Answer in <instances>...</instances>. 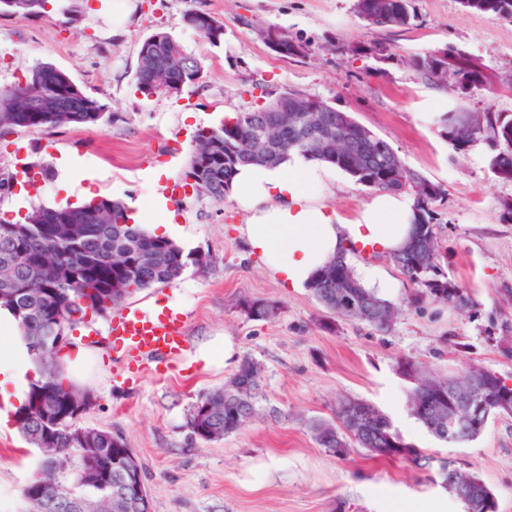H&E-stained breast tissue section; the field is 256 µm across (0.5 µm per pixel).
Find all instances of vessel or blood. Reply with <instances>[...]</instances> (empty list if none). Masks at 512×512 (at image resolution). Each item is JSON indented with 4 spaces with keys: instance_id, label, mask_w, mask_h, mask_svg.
<instances>
[{
    "instance_id": "1",
    "label": "vessel or blood",
    "mask_w": 512,
    "mask_h": 512,
    "mask_svg": "<svg viewBox=\"0 0 512 512\" xmlns=\"http://www.w3.org/2000/svg\"><path fill=\"white\" fill-rule=\"evenodd\" d=\"M185 322V314L171 308L158 312L124 309L109 325L112 354L138 366L151 359H174L187 345Z\"/></svg>"
}]
</instances>
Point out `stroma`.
Segmentation results:
<instances>
[{"label":"stroma","instance_id":"35a3bbf8","mask_svg":"<svg viewBox=\"0 0 512 512\" xmlns=\"http://www.w3.org/2000/svg\"><path fill=\"white\" fill-rule=\"evenodd\" d=\"M416 26H367L354 0H126L122 22L114 0H56L36 15L0 13V89L14 87L40 63L69 75L104 107L96 126L25 128L0 140V178L27 165L49 169L32 195L54 206L79 203L84 188L117 201L147 198L156 170L181 181L194 134L217 112L239 113L286 90L317 96L350 113L397 151L412 171L447 191L436 204L447 258L441 269L462 287L465 303L409 304L411 285L387 255H370L395 288L382 298L400 310L380 330L327 310L310 290L285 287L252 255L239 231L243 216L232 196L188 195L174 205L190 249L209 254L174 283L125 299L152 311L186 316L189 351L170 364L148 363L139 377L113 361L105 339L110 316L76 326L70 338L92 334L97 345L83 371L92 403L79 423L121 435L143 465L153 512H463L441 487L399 461L364 449L338 458L320 448L306 423L331 419L339 399L367 400L402 438L439 458L466 464L492 490L497 512H512V416L491 419L475 440L445 443L407 410L412 362L440 376L478 364L512 383V222L500 203L512 180L491 167L487 144L457 152L425 112L456 106L512 114V22L462 10L458 0H414ZM192 10L224 25L218 44L188 26ZM276 26L306 48L283 57L261 31ZM167 32L204 68L203 78L176 94L146 97L134 73L142 41ZM454 44L487 77L486 89L465 98L420 78L406 59ZM72 159L71 192L56 175ZM275 303L273 321L249 320L240 296ZM231 333L242 355L259 362L258 417L217 442L195 438L187 421L199 396L222 386L227 370L203 369L191 348ZM41 454L18 430L0 431V512H22L21 492Z\"/></svg>","mask_w":512,"mask_h":512}]
</instances>
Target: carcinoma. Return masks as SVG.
Wrapping results in <instances>:
<instances>
[{
  "mask_svg": "<svg viewBox=\"0 0 512 512\" xmlns=\"http://www.w3.org/2000/svg\"><path fill=\"white\" fill-rule=\"evenodd\" d=\"M414 0H356L357 15L367 25L389 29H410L417 23ZM47 0H0V12L37 14ZM469 12L492 13L512 21V0H459ZM199 33L215 44L224 35V25L215 17L196 26ZM188 59L189 69L180 74L171 71L176 59ZM407 63L423 79L439 87L466 85L470 90L484 86L485 75L473 59L453 45L414 55ZM45 64L33 67L17 86L0 91V138L16 128L97 125L103 106L86 95L67 74L55 86L40 79ZM203 74L201 62L185 53L165 32L145 38L138 54L135 83L141 94L170 92L173 81L183 84L198 81ZM268 101L238 113L230 125L200 130L193 141L185 176L202 179L203 193L215 200L224 199L231 190L237 167L261 164L274 167L297 151L307 157L329 163L357 183L376 191L407 192L412 195L416 214L414 235L405 252L393 255V261L413 286L411 302H464L459 286L437 276L416 277L410 260L439 267L443 246L435 222V205L443 200L441 184L423 175L396 171L395 152L387 142L346 112L322 113L324 135L312 140L302 129L288 127L275 136L273 127L280 113L271 111ZM476 124L466 140L453 137L454 127L464 122ZM441 133L458 151L486 143L503 147L491 159L492 168L512 180V117L497 112L481 114L464 107L443 113L438 120ZM16 223L0 217V307L9 310L32 344L35 331L44 325L74 326L76 311L104 313L119 306L128 296L155 285L176 281L184 267L192 262L199 268L210 264L209 255L189 256L174 242L153 236L139 224L129 223L125 206L109 197L95 204L73 207L39 204ZM329 273L319 271L311 287L313 295L337 315L366 323L377 329L388 328L397 308L364 287L353 268L340 256L327 263ZM120 290H112L113 285ZM348 296L356 311L339 306L338 298ZM237 308L253 321H270L277 306L262 299L242 297ZM42 379L32 387L27 402L16 413L18 431L36 448H54L56 454L42 458L22 496L27 512H83L80 504L89 502V512H114L112 500L100 499V488L125 504L124 512H139L138 498L130 487L126 461L133 452L124 438L109 431L78 424L80 414L66 399L88 392L65 381L59 350L31 352ZM409 376L415 380L408 392L411 416L438 439L452 443L474 440L482 430L444 435L438 431L435 413L443 401L434 400L419 409L413 399L426 375L408 362ZM261 366L251 357L242 359L224 386L203 394L193 405L188 420L191 433L203 441L221 440L242 429L257 413ZM504 405L487 411V418L512 412V388L497 389ZM335 418L315 420L309 429L319 447L336 457L349 455L354 448H364L376 458L399 460L424 474L435 484L448 481L453 487L463 484L456 496L465 512H496L493 494L481 477L456 462L436 458L405 441L390 420L372 403L343 399L336 403ZM83 434L85 442L78 440ZM95 449L86 458L83 448Z\"/></svg>",
  "mask_w": 512,
  "mask_h": 512,
  "instance_id": "obj_1",
  "label": "carcinoma"
}]
</instances>
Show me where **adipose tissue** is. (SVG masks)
<instances>
[{
	"instance_id": "obj_1",
	"label": "adipose tissue",
	"mask_w": 512,
	"mask_h": 512,
	"mask_svg": "<svg viewBox=\"0 0 512 512\" xmlns=\"http://www.w3.org/2000/svg\"><path fill=\"white\" fill-rule=\"evenodd\" d=\"M335 174L300 153L276 167L239 166L232 190L244 215L240 231L266 271L286 287L311 286L319 270L334 257L370 245L385 255L398 252L413 232L414 201L400 192H375L358 214L343 217L326 199ZM133 223H149L152 235L170 238L178 231L169 200L152 193L132 212ZM0 334L8 339L0 350V427L25 402L38 369L27 342L6 309H0Z\"/></svg>"
}]
</instances>
